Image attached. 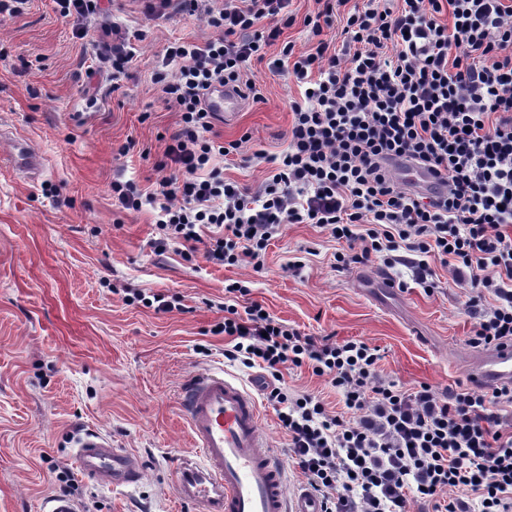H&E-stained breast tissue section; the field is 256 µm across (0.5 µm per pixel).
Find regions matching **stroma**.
<instances>
[{
  "label": "stroma",
  "instance_id": "35a3bbf8",
  "mask_svg": "<svg viewBox=\"0 0 512 512\" xmlns=\"http://www.w3.org/2000/svg\"><path fill=\"white\" fill-rule=\"evenodd\" d=\"M112 19L119 32L145 34L117 85L87 77L98 32L62 18L51 0H27L20 14L0 15V125L38 145L47 171L27 184L0 166V512H48L61 467L78 485L74 502L88 512H195L175 489L179 462L199 457L179 387L189 374L220 369L253 391L262 375L224 360L215 327L229 283L243 282L288 327L378 348L380 375L406 390L454 387L474 352L465 291L435 258L439 286L428 294L402 265L337 269L345 242L312 224L287 225L259 271L215 265L200 253L188 261L173 248L156 256L153 211L123 208L112 197V176L123 172L142 192L156 191L155 164L180 116L154 82L155 66L170 43L198 42L212 30L179 14L146 21L138 0H114ZM249 76L263 101L245 102L213 125L223 141L241 143L225 176L254 186L267 170L255 153L285 148L288 103L301 90L266 62L253 63ZM391 277L407 289L388 287ZM140 291L177 296L180 307L158 313L125 304V294ZM283 377L343 413L334 388L308 367H288ZM259 408L289 485L305 483L277 407ZM94 432L142 461L137 483L115 489L82 475L76 441Z\"/></svg>",
  "mask_w": 512,
  "mask_h": 512
}]
</instances>
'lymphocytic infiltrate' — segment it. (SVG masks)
<instances>
[{
	"label": "lymphocytic infiltrate",
	"instance_id": "f902f5d3",
	"mask_svg": "<svg viewBox=\"0 0 512 512\" xmlns=\"http://www.w3.org/2000/svg\"><path fill=\"white\" fill-rule=\"evenodd\" d=\"M291 0H147L154 20L166 10L205 20L214 35L168 46L155 83L180 114L157 164L156 192L113 178L127 209L150 206L156 254L178 244L187 256L261 270L269 242L289 224H312L347 251L336 266L379 262L409 267L434 293L438 257L466 290L471 346L512 341V0H401L400 6L343 14L342 47L322 40L333 8L304 24L317 39L295 53L285 43L267 60L294 17ZM142 31L132 40L96 42L89 73L126 74ZM303 85L290 104L287 147L269 156L257 187L225 178L223 159L236 141L213 133L204 95L215 82L245 88L254 61ZM409 159L440 189L413 191L390 168ZM224 357L264 370L262 391L280 409L293 458L320 494L324 512H512V388L457 383L402 390L377 371L375 348L362 341L320 342L267 315L257 301L228 304L215 328ZM305 366L326 378L353 411H328L314 395L283 386L282 367ZM469 490L471 499L456 497Z\"/></svg>",
	"mask_w": 512,
	"mask_h": 512
}]
</instances>
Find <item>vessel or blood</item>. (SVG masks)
<instances>
[{"label": "vessel or blood", "mask_w": 512, "mask_h": 512, "mask_svg": "<svg viewBox=\"0 0 512 512\" xmlns=\"http://www.w3.org/2000/svg\"><path fill=\"white\" fill-rule=\"evenodd\" d=\"M240 90L220 83L205 92L211 112H236L243 104ZM10 141L8 162L23 181H37L43 159L28 139L10 131L0 132ZM394 170L409 187L432 186L434 177L412 163L394 162ZM468 380L476 387H512V344L482 350L467 366ZM184 414L200 462L184 461L176 476V494L201 512H320V500L310 490L288 491L282 457L270 447L260 423L255 397L223 372L195 373L179 389ZM81 472L101 483L120 486L135 482L140 465L126 449L111 440L88 435L78 445Z\"/></svg>", "instance_id": "b4317fda"}]
</instances>
